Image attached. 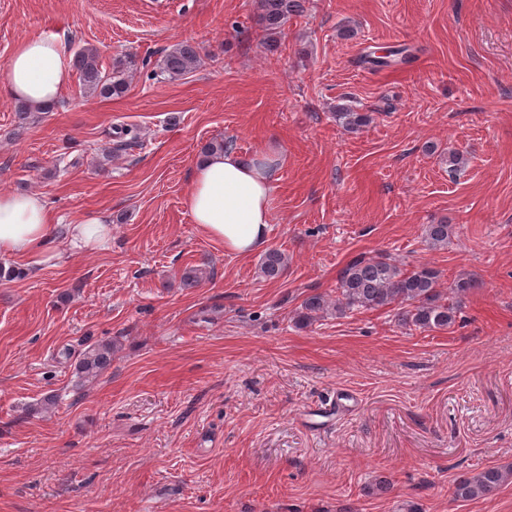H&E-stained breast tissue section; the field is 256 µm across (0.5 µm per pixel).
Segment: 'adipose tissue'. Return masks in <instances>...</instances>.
Here are the masks:
<instances>
[{
  "label": "adipose tissue",
  "mask_w": 512,
  "mask_h": 512,
  "mask_svg": "<svg viewBox=\"0 0 512 512\" xmlns=\"http://www.w3.org/2000/svg\"><path fill=\"white\" fill-rule=\"evenodd\" d=\"M71 76L70 59L53 37L21 41L7 63L6 91L36 107L53 105ZM278 180L275 169L232 151L202 154L194 164L184 206L193 223L225 250L250 254L266 247L270 202ZM64 232L72 251L106 248L112 226L106 215L58 227L40 194L0 191V257L24 267L56 259L53 243Z\"/></svg>",
  "instance_id": "obj_1"
}]
</instances>
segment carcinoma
<instances>
[{
  "instance_id": "obj_1",
  "label": "carcinoma",
  "mask_w": 512,
  "mask_h": 512,
  "mask_svg": "<svg viewBox=\"0 0 512 512\" xmlns=\"http://www.w3.org/2000/svg\"><path fill=\"white\" fill-rule=\"evenodd\" d=\"M258 21L267 35L280 31L288 17L304 12L305 0H258ZM407 48L390 52L387 56H366L367 63L390 67L405 60ZM200 61L197 47L180 41L166 52L159 65L160 73L172 78L190 73ZM74 67L83 85L95 96L110 98L125 92L126 75L133 71V61L119 60L112 72L102 71L100 57L92 48H82L74 56ZM336 120L348 131L356 132L367 126L371 116L345 106L336 112ZM451 234L449 224H429L425 228V240L432 249L448 246ZM288 266V257L278 249L265 252L260 271L268 280L282 277ZM439 271L425 265L406 269L379 256L360 254L350 260L340 271L336 281V297L325 294L306 296L297 313L296 323L308 326L322 315L334 312L338 316L361 310H377L393 307L406 326L418 329H444L456 321L458 305L455 299L466 294L471 284L459 280L444 292L440 287ZM114 347L110 343H91L79 353L65 348L62 357L73 362L76 373L85 380L97 378L112 365ZM512 479V469L484 468L461 477L454 494L463 500L487 497L503 483Z\"/></svg>"
}]
</instances>
